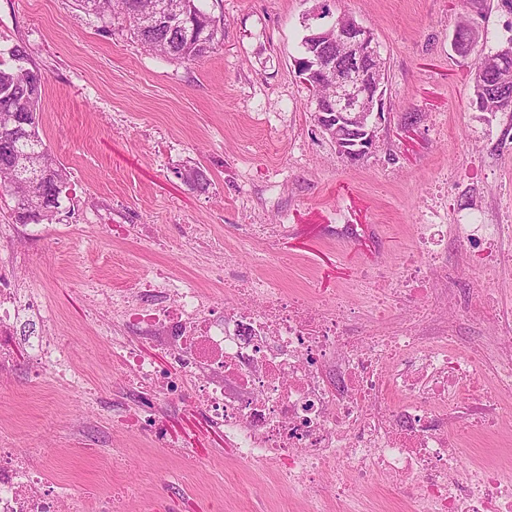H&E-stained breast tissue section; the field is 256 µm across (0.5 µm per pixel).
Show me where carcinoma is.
I'll use <instances>...</instances> for the list:
<instances>
[{
	"label": "carcinoma",
	"mask_w": 512,
	"mask_h": 512,
	"mask_svg": "<svg viewBox=\"0 0 512 512\" xmlns=\"http://www.w3.org/2000/svg\"><path fill=\"white\" fill-rule=\"evenodd\" d=\"M98 2L100 13L119 12L128 21L134 38L148 51L160 55L172 56L184 62H195L213 49L215 38H205L193 30L188 21L185 30L174 39L164 36L161 31L143 26L140 15L148 11L150 0H76L85 13H90L92 2ZM455 45L471 47L476 60L483 53L478 50L477 31L460 28L456 31ZM9 61H0V135L13 126L26 121L28 130L25 135L11 142L10 154L15 158L32 159L43 170L51 173L45 181L34 179L37 171L24 167L20 172L3 164L5 153L0 151V196H9L16 203L13 214L17 223H24L17 204L24 202L32 207L39 206L41 200H60L63 188L67 184L66 169L51 156L39 131V111L42 91L46 78L33 64L25 48L19 44L8 49ZM500 72L489 70L483 80L472 84L471 105L480 112H499L497 103L512 96V81L509 85L499 83Z\"/></svg>",
	"instance_id": "1"
}]
</instances>
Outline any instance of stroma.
Wrapping results in <instances>:
<instances>
[{
  "label": "stroma",
  "instance_id": "35a3bbf8",
  "mask_svg": "<svg viewBox=\"0 0 512 512\" xmlns=\"http://www.w3.org/2000/svg\"><path fill=\"white\" fill-rule=\"evenodd\" d=\"M215 45L194 63L161 57L131 38L120 15L84 13L75 0H0V50L23 45L46 77L40 127L68 173L59 224H89L82 242L49 231L38 265L19 276L55 311L73 353L68 382L32 383L16 343L0 384V430L20 451L46 457L60 485L110 488L126 512H306V499L269 469L238 462L206 412L172 403L155 447L130 422L132 399L115 390L112 346L87 327L91 306L74 287L94 274L99 303L160 265L194 284L202 261L180 227L207 224L237 262L227 280L270 278L333 300L338 288L395 276L416 224L512 220V111L471 104L474 57L461 56L460 20L479 30V49L512 41L503 0H206ZM369 27L386 63L387 112L375 151L352 164L314 119L298 76L300 44L323 11ZM203 172L207 189L192 172ZM441 190L442 207L424 201ZM154 227L153 240L130 233ZM255 224L285 230L268 251ZM452 288H492L512 304V262L481 246L448 243ZM96 419H87L88 408Z\"/></svg>",
  "mask_w": 512,
  "mask_h": 512
}]
</instances>
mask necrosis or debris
<instances>
[{
  "mask_svg": "<svg viewBox=\"0 0 512 512\" xmlns=\"http://www.w3.org/2000/svg\"><path fill=\"white\" fill-rule=\"evenodd\" d=\"M43 224L0 226V379L9 373L22 295L12 270L26 263L19 238L37 240ZM495 254L508 224H421L395 283H350L334 303L306 292L239 282L241 303L216 300L224 268L204 267L187 285L154 268L135 287L114 292L95 316L112 331V359L141 403L140 432L165 444L164 404L192 395L243 463L261 465L280 481L302 478L309 490L331 491L338 512H365L358 490L375 479L396 486L414 512H512V465L474 462L457 478L468 440L494 435L512 418V311L492 289L482 302L448 288V235ZM361 305L352 331L342 313L349 297ZM480 322L469 349L456 347L463 319ZM28 342L31 375L67 371L66 342L48 316ZM136 332L161 350L165 364L129 344ZM0 512H122L112 495L80 496L50 485L44 468L0 436Z\"/></svg>",
  "mask_w": 512,
  "mask_h": 512,
  "instance_id": "obj_1",
  "label": "necrosis or debris"
}]
</instances>
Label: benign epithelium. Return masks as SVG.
Wrapping results in <instances>:
<instances>
[{
  "instance_id": "obj_1",
  "label": "benign epithelium",
  "mask_w": 512,
  "mask_h": 512,
  "mask_svg": "<svg viewBox=\"0 0 512 512\" xmlns=\"http://www.w3.org/2000/svg\"><path fill=\"white\" fill-rule=\"evenodd\" d=\"M156 26L176 33L185 25L180 5L155 0ZM302 48L306 66L298 71L304 85L317 92L331 81L328 99H317L316 122L336 147L352 160L375 150L385 112L386 66L370 28L342 15L329 27L309 29Z\"/></svg>"
}]
</instances>
